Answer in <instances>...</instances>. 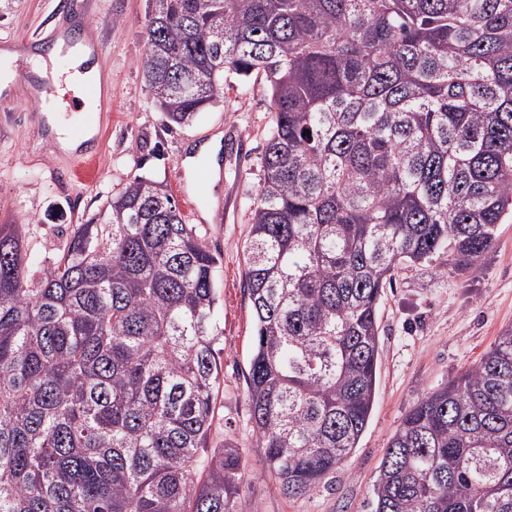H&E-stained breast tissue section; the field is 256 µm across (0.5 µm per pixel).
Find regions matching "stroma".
Returning a JSON list of instances; mask_svg holds the SVG:
<instances>
[{
	"mask_svg": "<svg viewBox=\"0 0 512 512\" xmlns=\"http://www.w3.org/2000/svg\"><path fill=\"white\" fill-rule=\"evenodd\" d=\"M67 0H0V43L25 54L58 32L94 37L110 89L97 112L90 162L60 150L30 87L12 83L0 102V224H20L32 273L58 261L79 224L134 175L170 188L185 220L217 259L221 380L205 442L242 449L251 512H371L373 485L388 441L424 394L478 361L512 325V222L495 247L461 272L441 277L413 267L396 273L380 305L382 364L368 426L344 468L308 495L288 498L263 473L249 423L246 377L254 317L244 278L243 246L260 189L261 155L271 125L268 85L251 75L224 83V96L185 126L169 125L144 77L143 24L148 0H90L85 18ZM216 162L188 170L185 159L212 139Z\"/></svg>",
	"mask_w": 512,
	"mask_h": 512,
	"instance_id": "1",
	"label": "stroma"
}]
</instances>
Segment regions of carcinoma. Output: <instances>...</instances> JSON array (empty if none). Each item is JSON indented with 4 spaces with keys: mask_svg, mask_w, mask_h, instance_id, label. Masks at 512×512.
<instances>
[{
    "mask_svg": "<svg viewBox=\"0 0 512 512\" xmlns=\"http://www.w3.org/2000/svg\"><path fill=\"white\" fill-rule=\"evenodd\" d=\"M171 124L262 75L272 125L244 246L264 472L295 498L357 448L395 274L465 269L512 219V0H150ZM0 225V512H250L242 449L202 460L217 258L131 178L29 274ZM372 512H512V326L391 436Z\"/></svg>",
    "mask_w": 512,
    "mask_h": 512,
    "instance_id": "cac0c4a2",
    "label": "carcinoma"
}]
</instances>
